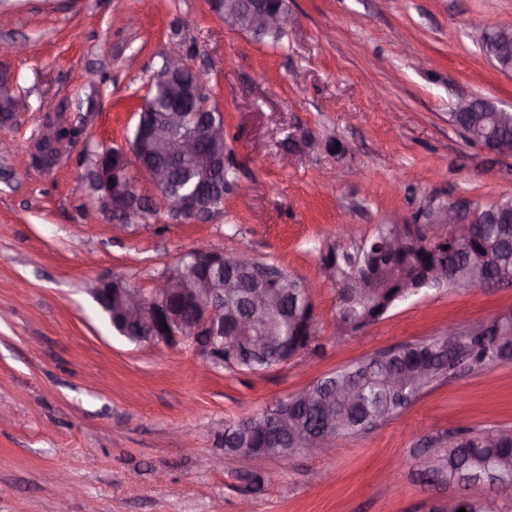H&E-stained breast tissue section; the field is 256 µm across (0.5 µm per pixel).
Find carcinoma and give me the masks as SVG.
<instances>
[{"instance_id":"1","label":"carcinoma","mask_w":512,"mask_h":512,"mask_svg":"<svg viewBox=\"0 0 512 512\" xmlns=\"http://www.w3.org/2000/svg\"><path fill=\"white\" fill-rule=\"evenodd\" d=\"M211 10L231 27H243L248 17L246 0H210ZM143 127L133 131L138 139L147 131L170 138L187 136L193 132L192 119L172 131L166 127V111L142 113ZM448 123L465 133L470 129L480 132L483 141L507 148L512 146V112H450ZM147 166L167 169L169 183L166 193L168 205L188 196L199 184L200 176L189 160L162 152L145 149L142 158ZM397 229L395 224L377 225L373 235L344 245L339 241L329 249H338L339 265L328 275L334 287H339L352 277L355 266L365 262L379 240L390 236ZM481 233L474 241L458 242L451 234L428 239L429 250L422 248L404 258L402 265L384 271L385 288L378 295L356 292L336 307V319L353 323L369 315H384L400 298L393 282L403 273L414 272L419 265L440 257L457 288H477L483 281L497 276L512 281V223L482 224ZM448 238V249L440 252L437 241ZM224 269L233 273L238 289L224 296V307L234 308L243 315L253 313L249 294L255 287V273L278 278L271 284L273 299L269 307L258 315L259 330L253 346L242 349L235 357L224 349V367L244 373L266 371L284 360L294 350L298 336V319L310 307V302L297 287L296 279L284 278V272L271 262L244 256H231L225 260ZM505 329L512 337V318L493 323L487 331L466 333L448 338H433L407 343L386 352L368 356L354 364L328 373L306 388L311 399L304 401L299 395L280 399L254 416L236 424L224 425L223 446L236 456H261L271 453L286 459L301 449L300 438L312 440L327 430L335 439L356 435L388 420L408 406L437 379L455 372L457 354H462L470 366L491 367L512 360V343L495 335L496 328ZM393 374L404 377L398 388L388 385ZM352 386L356 399L350 403L332 402L330 407L321 405L336 388ZM512 460V430L506 428L474 431H457L448 440V449L437 453L431 461L432 472L450 482L468 484H512V467L504 472L498 469L503 459Z\"/></svg>"}]
</instances>
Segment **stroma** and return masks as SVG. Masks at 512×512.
I'll return each instance as SVG.
<instances>
[{"label":"stroma","mask_w":512,"mask_h":512,"mask_svg":"<svg viewBox=\"0 0 512 512\" xmlns=\"http://www.w3.org/2000/svg\"><path fill=\"white\" fill-rule=\"evenodd\" d=\"M286 5L296 23L273 45L227 28L208 0H0V64L25 103L0 129V512H434L451 489L424 479L427 444L447 449L463 426L512 427L510 362L458 370L332 453L225 454L224 424L326 373L512 315V285L444 287L342 335L320 262L341 229L360 238L410 222L429 196L485 207L512 195V156L448 123L463 97L512 107V72L470 37L476 19L512 28V0ZM16 42L26 53L11 54ZM174 45L224 116L236 188L207 219H175L159 202L116 233L89 186L92 155L130 137ZM62 108L84 116V131L44 171L17 146ZM206 244L321 280L318 350L245 374L112 331L89 294L95 279L148 293Z\"/></svg>","instance_id":"obj_1"}]
</instances>
